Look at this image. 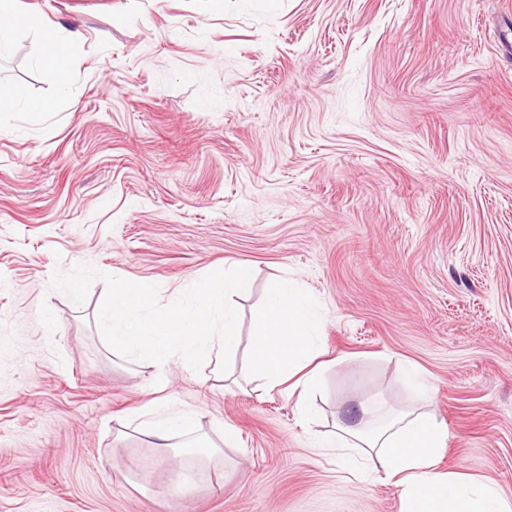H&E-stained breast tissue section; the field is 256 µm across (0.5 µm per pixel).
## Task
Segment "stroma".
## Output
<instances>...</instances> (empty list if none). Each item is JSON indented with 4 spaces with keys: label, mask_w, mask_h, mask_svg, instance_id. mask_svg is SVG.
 Masks as SVG:
<instances>
[{
    "label": "stroma",
    "mask_w": 512,
    "mask_h": 512,
    "mask_svg": "<svg viewBox=\"0 0 512 512\" xmlns=\"http://www.w3.org/2000/svg\"><path fill=\"white\" fill-rule=\"evenodd\" d=\"M36 1L81 37L64 92L34 27L0 52V83L52 105L0 113V512H401L310 438L377 394L413 405L408 362L440 470L512 500V0ZM233 261L234 383L207 361L158 390L106 346V277L169 301ZM78 264L80 304L50 287ZM285 278L327 350L311 418L247 378ZM154 402L223 471L178 487L131 420Z\"/></svg>",
    "instance_id": "35a3bbf8"
}]
</instances>
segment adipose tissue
I'll return each instance as SVG.
<instances>
[{
    "instance_id": "adipose-tissue-1",
    "label": "adipose tissue",
    "mask_w": 512,
    "mask_h": 512,
    "mask_svg": "<svg viewBox=\"0 0 512 512\" xmlns=\"http://www.w3.org/2000/svg\"><path fill=\"white\" fill-rule=\"evenodd\" d=\"M39 39L40 63L65 76L72 61L69 39L53 24L40 26ZM253 318L259 333L251 351V374L267 386L284 387L297 410L305 411V395L321 372L316 360L323 354L308 293L282 281L269 290ZM402 375L416 386L417 406L392 411L381 396L361 402V420L337 423L334 431L315 438V447L338 449L341 469L359 480L399 486L403 512H512V501L491 480L467 481L438 470L445 435L428 409L433 389L419 383L415 366L404 367ZM370 416L379 417V424L368 426ZM193 420V412L178 411L143 421L140 431L164 455L177 439L183 447H194Z\"/></svg>"
}]
</instances>
